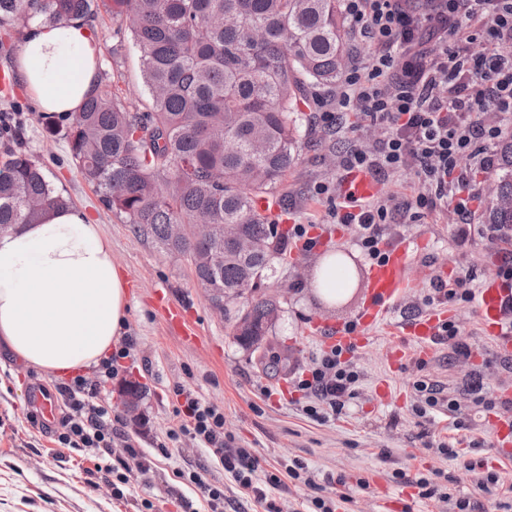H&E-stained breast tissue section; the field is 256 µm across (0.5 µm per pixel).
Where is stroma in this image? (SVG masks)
<instances>
[{
	"mask_svg": "<svg viewBox=\"0 0 512 512\" xmlns=\"http://www.w3.org/2000/svg\"><path fill=\"white\" fill-rule=\"evenodd\" d=\"M89 25L98 39L99 65L115 74L121 97L144 98L140 52L131 34L117 36V22L104 13ZM15 87V93H0V110L18 109L22 134L0 138V164L15 150L33 155L52 185L110 239L112 257L127 281L125 333L136 345L99 401L110 406L113 415H121V379L142 385L141 419L129 422L127 432L153 470L147 482L123 486L116 475L98 472L83 451L55 442L27 411L33 387L52 385L55 376L0 349V512H182L180 500L197 501L199 492L175 473L201 465L208 467L210 481L223 489L228 512H263L220 464L191 442L171 443L165 456L158 452L155 442L176 427L175 412L184 407L187 389L223 409L225 433L234 445L253 449L258 456V477L284 472L292 460H301L320 487L345 494L338 512H386L385 500L398 495L404 502L401 512H448L446 502L418 497L416 488L400 478L404 472L433 471L438 491L449 499L478 501L486 512H512V458H495L494 414L476 406L471 391L478 377L482 396L501 400L504 390H512V374L502 370L498 349L484 334L474 303L455 300L445 305L460 327V340L472 347L466 362L455 361L447 341H436L425 356L420 344L397 334L407 319L419 315L418 304L432 276L467 273L479 281L496 269V257L483 238L474 234L458 240L453 213H428L414 223L402 219L395 236L417 242L409 285L389 317L373 328L370 344L343 354L360 374L354 397L341 414L322 421L303 412L305 400L295 380L328 348L320 325L355 323L368 292L370 262L353 234L332 224L326 197L315 192L318 183L332 184L339 178V159L347 147L368 146L377 137L376 128L358 112H349L341 131L329 138L317 122H310L309 147L283 182L288 194L286 227H317L327 237L323 246L309 251L297 243L290 246L269 281L273 287L286 283L291 288L274 336L276 344L287 347L290 361L287 367L265 370L213 313L188 264L135 237L131 225L107 210L82 177L63 134L49 133L47 118L23 82ZM328 251L351 258L359 272L357 291L339 308L319 302L311 286L314 268ZM160 292L185 309L188 325L197 331L196 341L167 332L155 306ZM392 347L403 353L397 369L387 357ZM420 380L437 384L460 403L462 427H455L456 418L448 413L437 415L434 423H422L415 413L420 401L415 384ZM441 442L452 444L457 458L441 455ZM486 472L496 473L499 482L482 491L475 480Z\"/></svg>",
	"mask_w": 512,
	"mask_h": 512,
	"instance_id": "1",
	"label": "stroma"
}]
</instances>
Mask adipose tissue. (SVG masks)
Here are the masks:
<instances>
[{
    "mask_svg": "<svg viewBox=\"0 0 512 512\" xmlns=\"http://www.w3.org/2000/svg\"><path fill=\"white\" fill-rule=\"evenodd\" d=\"M99 46L80 19L34 24L18 73L40 110L72 116L97 84ZM112 244L74 206L0 232V344L26 364L68 377L97 365L127 323Z\"/></svg>",
    "mask_w": 512,
    "mask_h": 512,
    "instance_id": "obj_1",
    "label": "adipose tissue"
}]
</instances>
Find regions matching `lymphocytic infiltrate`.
I'll list each match as a JSON object with an SVG mask.
<instances>
[{
	"label": "lymphocytic infiltrate",
	"instance_id": "obj_1",
	"mask_svg": "<svg viewBox=\"0 0 512 512\" xmlns=\"http://www.w3.org/2000/svg\"><path fill=\"white\" fill-rule=\"evenodd\" d=\"M342 6L350 29L368 38L374 52L364 66L346 72L333 104L318 102L316 120L334 131L346 110L358 108L380 135L372 146H350L341 168L375 179L409 170L417 186L408 197L381 192L355 208L336 203L332 218L354 230L364 256L380 262L395 214L414 221L423 209L452 210L458 239L479 230L498 254V277L512 283V226L474 225L469 207L475 172L494 166L489 144L512 130V0H342ZM477 39L484 49L474 54L468 45ZM358 380L341 349L324 352L298 381L313 399L306 413L323 419L341 412ZM56 390L66 408L58 436L63 447L101 456L120 446L128 459L121 480L148 473L122 425L98 404L99 381L78 376ZM182 437L207 448L265 512H281L269 493L283 488L284 477L257 481L259 460L251 449L230 446L221 409L186 394L184 416L158 451L167 453L168 441Z\"/></svg>",
	"mask_w": 512,
	"mask_h": 512
}]
</instances>
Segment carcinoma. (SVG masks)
<instances>
[{"mask_svg":"<svg viewBox=\"0 0 512 512\" xmlns=\"http://www.w3.org/2000/svg\"><path fill=\"white\" fill-rule=\"evenodd\" d=\"M104 11L141 49L149 109L99 80L65 131L70 153L105 206L161 252L186 258L192 244L215 255L192 273L220 294L235 342L267 367L281 298L262 289L288 246V230L263 213L288 211L282 178L303 159L300 135L322 94L348 63L341 0H0V26L55 23ZM488 224L512 225V138L498 147ZM69 199L39 163L15 152L0 165V230L33 224ZM172 224H235L253 244L174 242Z\"/></svg>","mask_w":512,"mask_h":512,"instance_id":"obj_1","label":"carcinoma"}]
</instances>
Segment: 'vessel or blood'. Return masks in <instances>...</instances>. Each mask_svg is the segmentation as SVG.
Listing matches in <instances>:
<instances>
[{"mask_svg": "<svg viewBox=\"0 0 512 512\" xmlns=\"http://www.w3.org/2000/svg\"><path fill=\"white\" fill-rule=\"evenodd\" d=\"M343 197L346 201L367 200L379 190L377 183L366 172L351 170L342 175ZM410 241L400 240L387 249L385 262L373 267L367 299L358 315L354 327L328 326L324 334L330 344L342 348H362L368 345L367 328L380 323L393 309L407 286V261ZM512 300V287L494 275L487 276L477 290L475 305L486 336L496 339L502 355H512V334L503 331V309ZM156 304L163 312L170 331L186 334L183 308L168 303L166 296H158ZM445 319L442 311L433 310L410 319L403 327L406 340L429 348L437 340ZM29 406L45 425H53L58 418V407L54 399L33 391Z\"/></svg>", "mask_w": 512, "mask_h": 512, "instance_id": "vessel-or-blood-1", "label": "vessel or blood"}]
</instances>
